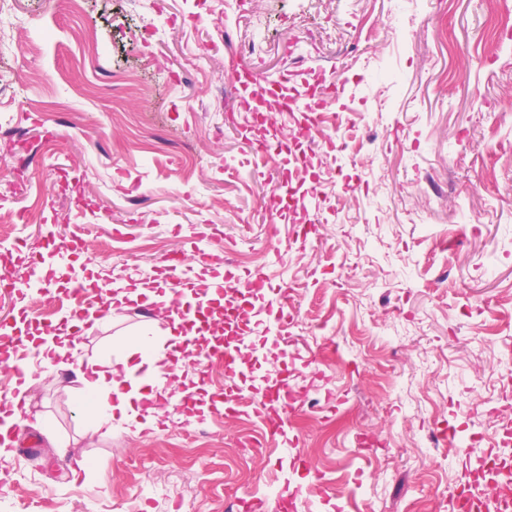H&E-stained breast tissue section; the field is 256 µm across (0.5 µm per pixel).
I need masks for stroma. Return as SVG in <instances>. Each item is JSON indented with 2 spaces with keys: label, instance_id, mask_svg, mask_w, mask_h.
I'll use <instances>...</instances> for the list:
<instances>
[{
  "label": "stroma",
  "instance_id": "1",
  "mask_svg": "<svg viewBox=\"0 0 512 512\" xmlns=\"http://www.w3.org/2000/svg\"><path fill=\"white\" fill-rule=\"evenodd\" d=\"M499 0H15L0 16V207L40 204L0 225L1 274L33 281L11 252L24 239L67 279L91 280L110 311L84 322L70 353L30 389L46 427L16 425L0 456V512H243L302 493L294 512H450L448 485L498 453L512 413V28L487 53ZM267 53L252 56L250 43ZM94 44L102 69L81 57ZM248 68L269 98L305 81L331 91L336 126L312 147L318 192L295 211L273 197L287 154L264 145L309 125L304 105L253 112L224 97ZM135 86L104 97L112 73ZM61 99L62 115L41 105ZM212 254L199 264L198 251ZM196 289L260 265L244 388L275 370L299 396L288 433L311 471L289 465L249 406L216 403L226 374L178 362L160 290L173 255ZM447 279H440V272ZM145 292L130 299L136 287ZM305 317L271 331L281 291ZM129 361L164 414L100 423L77 373ZM481 403L479 413L468 405ZM466 440L450 461L428 436ZM40 441L30 456L28 438Z\"/></svg>",
  "mask_w": 512,
  "mask_h": 512
}]
</instances>
